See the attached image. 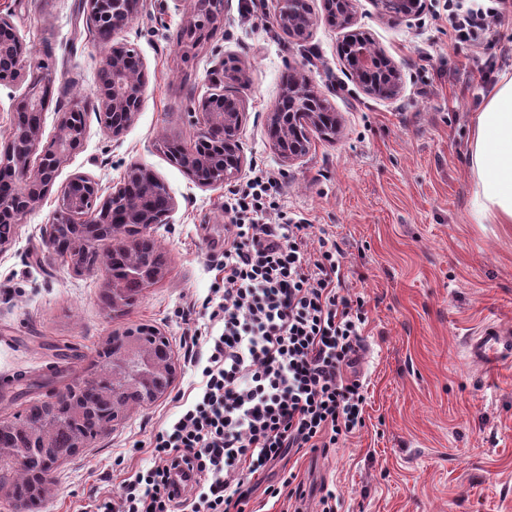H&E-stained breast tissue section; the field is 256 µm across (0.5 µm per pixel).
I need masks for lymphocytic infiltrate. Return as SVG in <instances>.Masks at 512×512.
I'll return each instance as SVG.
<instances>
[{
	"label": "lymphocytic infiltrate",
	"instance_id": "f902f5d3",
	"mask_svg": "<svg viewBox=\"0 0 512 512\" xmlns=\"http://www.w3.org/2000/svg\"><path fill=\"white\" fill-rule=\"evenodd\" d=\"M443 9L456 40L478 47L512 16V0ZM280 184L263 169L224 197V277L202 306L209 323L184 336L201 370L194 398L149 439L153 464L128 474L94 512H246L256 491L303 503L283 460L340 447L365 425L356 370L368 323L343 286L335 236L279 224Z\"/></svg>",
	"mask_w": 512,
	"mask_h": 512
}]
</instances>
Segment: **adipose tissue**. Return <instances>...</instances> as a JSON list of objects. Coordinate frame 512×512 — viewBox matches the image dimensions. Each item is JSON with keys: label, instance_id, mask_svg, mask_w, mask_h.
Returning <instances> with one entry per match:
<instances>
[{"label": "adipose tissue", "instance_id": "ef3b65f1", "mask_svg": "<svg viewBox=\"0 0 512 512\" xmlns=\"http://www.w3.org/2000/svg\"><path fill=\"white\" fill-rule=\"evenodd\" d=\"M469 162L478 222L512 224V79L501 81L477 112Z\"/></svg>", "mask_w": 512, "mask_h": 512}]
</instances>
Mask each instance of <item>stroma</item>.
<instances>
[{
    "instance_id": "obj_1",
    "label": "stroma",
    "mask_w": 512,
    "mask_h": 512,
    "mask_svg": "<svg viewBox=\"0 0 512 512\" xmlns=\"http://www.w3.org/2000/svg\"><path fill=\"white\" fill-rule=\"evenodd\" d=\"M78 3L0 0L28 65L53 79L45 145L61 112L94 100L104 65L106 48ZM442 5L425 0L419 16L392 22L373 0H357L358 30L401 72L402 89L389 100L368 96L351 78L339 53L345 31L322 19L305 40L290 39L272 18V0H224L217 29L195 45L182 34L188 8L175 0H143L133 24L116 33L146 67L141 110L117 139L87 111L83 145L60 168L56 190L83 174L107 194L130 165L150 168L176 202L167 223L151 230L165 273L112 314L105 264L79 269L48 250L57 205L56 190L49 193L0 247V419L93 377L110 336L129 326L159 330L176 375L164 396L60 466L43 512H86L92 491L118 493L115 459L149 467L153 430L201 380L183 360L181 338L206 321L199 305L224 261L229 186H198L161 141L193 146L200 127L191 114L225 58L246 72L224 83L245 105L243 176L263 165L282 184L281 221L302 219L313 235H335L345 287L369 311L358 365L368 382L365 425L343 447L295 462L306 489L335 488L337 512H512V366L489 372L466 354L483 323L512 325V224L476 223L467 159L475 113L512 78V60L501 52L512 43V20L476 49L456 41ZM292 70L334 107L341 128L331 140L311 133L308 153L287 162L271 148L266 122Z\"/></svg>"
}]
</instances>
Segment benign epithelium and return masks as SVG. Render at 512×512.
Returning <instances> with one entry per match:
<instances>
[{
  "label": "benign epithelium",
  "mask_w": 512,
  "mask_h": 512,
  "mask_svg": "<svg viewBox=\"0 0 512 512\" xmlns=\"http://www.w3.org/2000/svg\"><path fill=\"white\" fill-rule=\"evenodd\" d=\"M380 14L391 20L402 21L422 11V0H374ZM356 0H322V8L329 21L342 27L353 24ZM287 0H273V19L287 36L296 40L306 39L316 16L311 7L304 10L287 9ZM142 0H82L86 21L96 28L100 18L108 20L112 32L131 24L140 12ZM224 0H191L187 25L184 32L192 37L196 32L214 25L223 16ZM24 47L11 20L0 14V64L9 65L8 78L28 81V93L16 104L15 110L38 108L45 101L50 77L37 70H28L19 50ZM134 48L126 43L114 42L107 48L104 69L111 72L108 83H99L92 106L98 112L106 131L117 139L132 124L140 111L148 79L145 65L135 71L129 67ZM350 72L362 90L379 99H389L400 90V73L397 64L384 49L368 41L348 54ZM244 70L240 66L224 70L219 65L213 70L212 84L217 90L197 101L195 113L201 120V134L224 145L225 161L217 165L206 158H199L196 182L203 187L222 184L239 176L245 164L240 142V131L245 118L241 99L224 94L219 86L224 79L239 80ZM290 80L284 86L278 101L268 112L267 133L274 151L287 161L304 157L309 143L297 136L299 127L313 128L324 135L336 133L339 121L331 107L312 88L306 75L299 71L289 72ZM86 105H74L61 113L58 133L53 142L38 149L42 127L26 133V151L14 153L15 130H10L7 141L0 151V167L9 168L17 182V193L10 199L0 198V223L19 224L22 219L50 193L56 175L67 158L79 150L84 141L85 126L73 124L72 117L84 114ZM38 154L35 167H30L31 157ZM166 186L145 166H131L123 179L113 186L112 193L103 197L99 184L92 178L77 174L60 190L57 207L53 214L55 224H84L90 228L110 222L112 212L119 210L125 223L143 234L155 224L166 222L168 214H156L151 206L152 197ZM132 269L145 281L154 283L164 273L161 268L141 264L132 258ZM132 352L141 362L142 370L137 380L146 384L161 377H173L172 361H158L145 353L138 345Z\"/></svg>",
  "instance_id": "obj_1"
}]
</instances>
